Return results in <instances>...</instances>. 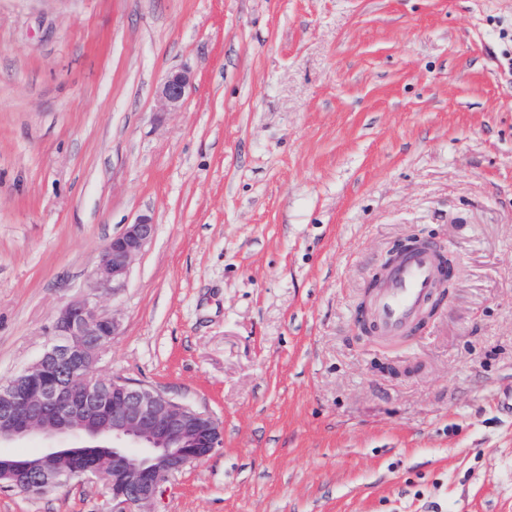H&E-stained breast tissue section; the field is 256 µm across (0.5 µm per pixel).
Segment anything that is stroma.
I'll return each instance as SVG.
<instances>
[{
  "mask_svg": "<svg viewBox=\"0 0 512 512\" xmlns=\"http://www.w3.org/2000/svg\"><path fill=\"white\" fill-rule=\"evenodd\" d=\"M142 216L96 372L223 432L153 512H512V0H0V381ZM413 235L454 252L447 302L358 340ZM121 509L88 476L0 490ZM193 82L191 73L173 70L165 75L157 89L159 106L164 110H177L182 107L188 87Z\"/></svg>",
  "mask_w": 512,
  "mask_h": 512,
  "instance_id": "35a3bbf8",
  "label": "stroma"
}]
</instances>
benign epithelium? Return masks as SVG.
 Instances as JSON below:
<instances>
[{
    "label": "benign epithelium",
    "mask_w": 512,
    "mask_h": 512,
    "mask_svg": "<svg viewBox=\"0 0 512 512\" xmlns=\"http://www.w3.org/2000/svg\"><path fill=\"white\" fill-rule=\"evenodd\" d=\"M192 82L193 76L185 70L167 73L157 89L159 106L169 111L181 108ZM155 232L153 221L142 217L112 237L100 251L90 291L70 300L52 320L53 342L15 379L0 383L1 489L36 494L45 485L61 486L78 473L103 479L112 500L144 507L170 476L207 459L222 445V432L210 414L151 386L95 374L118 330L117 319L99 311L98 294L124 286L132 263ZM420 242L421 238L411 237L388 252L358 309L356 331L360 335L373 336L364 319L369 300L405 250ZM441 254L448 276L423 308L421 326L448 299L453 260L446 251ZM102 432L112 442L108 462L87 464L76 473L64 469L62 463L89 459L92 452L49 445L33 461L6 450L9 443L32 433L46 439H95Z\"/></svg>",
    "instance_id": "1"
}]
</instances>
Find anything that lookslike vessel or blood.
I'll use <instances>...</instances> for the list:
<instances>
[{"label": "vessel or blood", "mask_w": 512, "mask_h": 512, "mask_svg": "<svg viewBox=\"0 0 512 512\" xmlns=\"http://www.w3.org/2000/svg\"><path fill=\"white\" fill-rule=\"evenodd\" d=\"M440 285L439 258L433 247L412 248L389 272L385 287L377 296L370 316L383 336L410 332L433 288Z\"/></svg>", "instance_id": "vessel-or-blood-1"}]
</instances>
